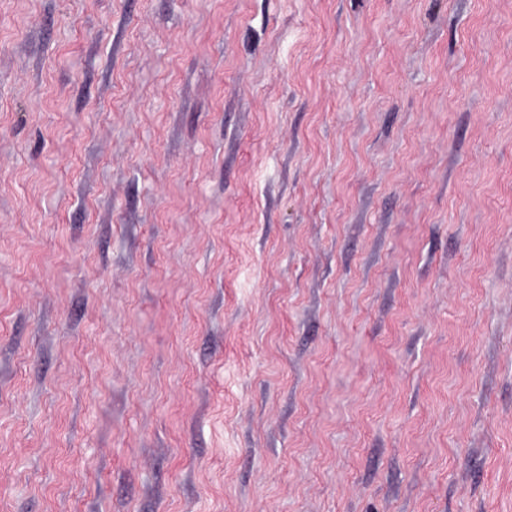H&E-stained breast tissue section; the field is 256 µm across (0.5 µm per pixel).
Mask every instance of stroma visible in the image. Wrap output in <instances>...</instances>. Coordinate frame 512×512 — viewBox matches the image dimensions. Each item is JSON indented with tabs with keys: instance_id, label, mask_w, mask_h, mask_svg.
Masks as SVG:
<instances>
[{
	"instance_id": "obj_1",
	"label": "stroma",
	"mask_w": 512,
	"mask_h": 512,
	"mask_svg": "<svg viewBox=\"0 0 512 512\" xmlns=\"http://www.w3.org/2000/svg\"><path fill=\"white\" fill-rule=\"evenodd\" d=\"M0 512H512V0H0Z\"/></svg>"
}]
</instances>
